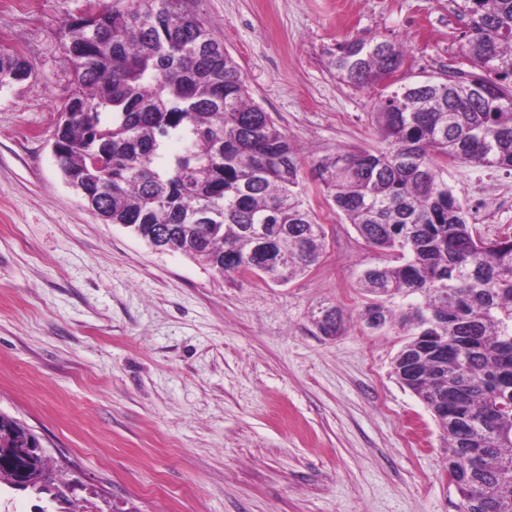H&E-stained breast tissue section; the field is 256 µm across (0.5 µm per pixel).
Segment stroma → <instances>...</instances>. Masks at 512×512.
<instances>
[{
	"mask_svg": "<svg viewBox=\"0 0 512 512\" xmlns=\"http://www.w3.org/2000/svg\"><path fill=\"white\" fill-rule=\"evenodd\" d=\"M85 0H0V46L36 73L0 89V413L41 443L49 492L0 481V512H456L428 408L392 374L404 342L356 315L385 262L333 212L320 264L278 284L219 275L103 223L51 138L72 72L63 25ZM256 103L325 154L380 145L382 92L336 78L352 36L405 39L400 69L440 76L467 20L455 0H197ZM448 185L483 236L512 227V171L458 163ZM348 316L321 335L320 308Z\"/></svg>",
	"mask_w": 512,
	"mask_h": 512,
	"instance_id": "stroma-1",
	"label": "stroma"
}]
</instances>
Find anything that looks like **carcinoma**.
Masks as SVG:
<instances>
[{
	"instance_id": "cac0c4a2",
	"label": "carcinoma",
	"mask_w": 512,
	"mask_h": 512,
	"mask_svg": "<svg viewBox=\"0 0 512 512\" xmlns=\"http://www.w3.org/2000/svg\"><path fill=\"white\" fill-rule=\"evenodd\" d=\"M90 17L63 26L72 88L53 132L56 164L86 207L224 275L265 261L251 232L277 241L272 278L288 283L319 264L325 231L305 199L301 150L250 96L239 64L194 0H86ZM462 55L471 70L406 81L374 105L384 147L313 160L332 207L395 264L364 269L365 328L407 336L397 381L439 423L459 512H512V232L483 238L444 178L469 162L512 170V0H461ZM336 77L383 82L404 46L350 37L331 53ZM32 62L0 50V88L29 79ZM180 143L177 152L170 142ZM316 326L339 336L338 308ZM441 351L418 377L405 360L427 340ZM41 444L0 414V460L23 488L49 491Z\"/></svg>"
}]
</instances>
